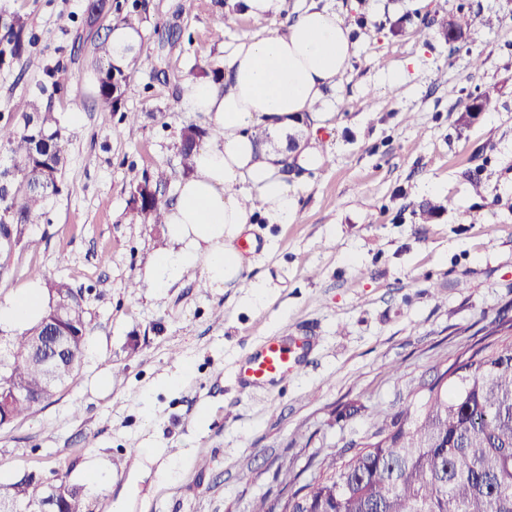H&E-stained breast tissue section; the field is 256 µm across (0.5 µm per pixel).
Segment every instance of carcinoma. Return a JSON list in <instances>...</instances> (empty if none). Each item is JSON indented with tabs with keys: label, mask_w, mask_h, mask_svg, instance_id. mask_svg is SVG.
<instances>
[{
	"label": "carcinoma",
	"mask_w": 512,
	"mask_h": 512,
	"mask_svg": "<svg viewBox=\"0 0 512 512\" xmlns=\"http://www.w3.org/2000/svg\"><path fill=\"white\" fill-rule=\"evenodd\" d=\"M4 29L0 67L19 63L32 44L24 17L12 15ZM93 45L97 98L116 111L131 67L152 70V57L132 47L119 51L107 39ZM47 76L56 92L73 80L60 65ZM30 108L22 124L0 123V146L11 160V167L0 171V240L9 248L21 243L28 226L45 221L48 205L62 192L60 118L37 97ZM204 135L194 127L181 134L186 176ZM129 206L133 216L163 224L170 201L145 177L132 188ZM45 285L54 302L45 303L37 324L8 336V371L0 375V393L40 391L48 403L57 388L45 387L43 366L32 355L42 321L57 311L76 336L58 365L60 386L79 370L90 328L81 291L63 279ZM492 325L489 341L463 346L423 402L375 421L362 447L324 452L314 476L299 487L297 475L285 470L283 512H512V319L497 318ZM54 482L65 489L67 512H86L83 486ZM45 494L40 477L0 482V512H25Z\"/></svg>",
	"instance_id": "1"
}]
</instances>
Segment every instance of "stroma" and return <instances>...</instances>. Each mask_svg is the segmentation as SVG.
Returning <instances> with one entry per match:
<instances>
[{"instance_id": "obj_1", "label": "stroma", "mask_w": 512, "mask_h": 512, "mask_svg": "<svg viewBox=\"0 0 512 512\" xmlns=\"http://www.w3.org/2000/svg\"><path fill=\"white\" fill-rule=\"evenodd\" d=\"M310 2L257 21L240 0H112L155 63L112 112L90 68L111 14L90 26L89 0H0L36 38L20 65L0 67V116L21 121L48 68L74 75L51 98L64 189L27 229L38 248L0 247V305L32 279L62 278L82 290L90 327L55 401L0 428L1 480L60 474L84 486L87 512H251L276 495L279 471L308 482L312 455L370 434L491 320L512 318V0H321L351 24L356 53L321 119L269 133L273 144L318 135L329 158L289 168L294 219L247 225L261 248L237 286L207 287L197 270L167 288L146 280L165 229L133 217L130 192L147 177L175 199L181 132L210 126L184 104L189 78H212L238 39ZM459 13L469 25L448 39L443 23ZM489 86L495 111L466 116ZM427 201L441 206L428 221ZM291 334L316 339L298 376L244 390L241 357ZM182 370L181 385L165 384ZM132 449L138 462L118 471Z\"/></svg>"}]
</instances>
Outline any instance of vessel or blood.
I'll list each match as a JSON object with an SVG mask.
<instances>
[{"label": "vessel or blood", "instance_id": "obj_1", "mask_svg": "<svg viewBox=\"0 0 512 512\" xmlns=\"http://www.w3.org/2000/svg\"><path fill=\"white\" fill-rule=\"evenodd\" d=\"M305 336H268L260 340L244 358L235 372L247 388L268 390L295 376L301 365L300 353L306 350Z\"/></svg>", "mask_w": 512, "mask_h": 512}]
</instances>
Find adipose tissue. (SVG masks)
Here are the masks:
<instances>
[{"label":"adipose tissue","mask_w":512,"mask_h":512,"mask_svg":"<svg viewBox=\"0 0 512 512\" xmlns=\"http://www.w3.org/2000/svg\"><path fill=\"white\" fill-rule=\"evenodd\" d=\"M354 53L350 26L313 2L284 30L241 39L225 55L219 81L190 83L186 103L206 114L217 137L197 149L192 172L178 184L165 219L168 246L146 271L154 287H168L195 267L211 288L242 281L244 260L235 240L259 216L270 224L291 222L296 201L287 167L311 169L324 161L317 142L271 147L258 144L252 131L316 118L317 104ZM42 300L41 280L30 281L13 304L0 305V330L34 323Z\"/></svg>","instance_id":"obj_1"}]
</instances>
